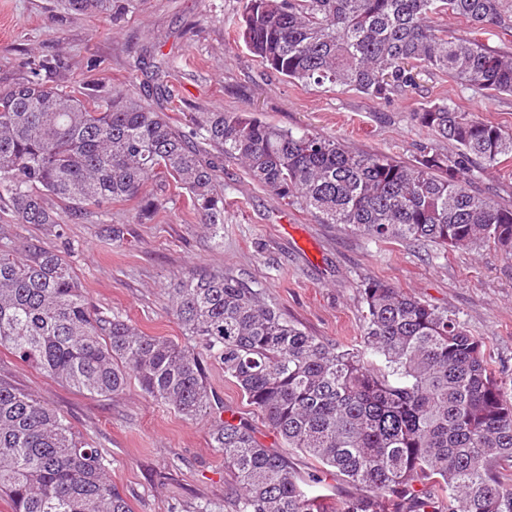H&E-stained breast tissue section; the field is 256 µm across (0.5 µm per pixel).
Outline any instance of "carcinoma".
<instances>
[{
  "label": "carcinoma",
  "mask_w": 512,
  "mask_h": 512,
  "mask_svg": "<svg viewBox=\"0 0 512 512\" xmlns=\"http://www.w3.org/2000/svg\"><path fill=\"white\" fill-rule=\"evenodd\" d=\"M110 6L66 0L76 13ZM447 12L477 30H512L504 0H243L238 35L263 66L304 85L385 100L412 87L420 68L512 94V53L439 30L434 16ZM72 68L46 57L0 88V196L19 224L63 223L47 195L74 217L135 200L141 221L164 207L142 195L145 184L170 179L217 237L224 195L213 150L320 224L444 252L512 254V205L471 188L476 174L512 159V131L446 100L414 117L453 150L423 145L409 162L245 112L206 113L198 145L130 91L64 90ZM360 295L361 346L344 348L309 335L247 282L190 270L168 298L191 348L92 310L60 252L0 249V348L91 396L133 378L191 421L220 411L204 362L220 364L284 447L312 463L304 477L248 422L216 420L210 440L234 475L233 512H512V393L483 341L383 280ZM328 474L360 494L328 505ZM0 496L12 512H131L99 449L1 378Z\"/></svg>",
  "instance_id": "cac0c4a2"
}]
</instances>
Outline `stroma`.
I'll return each instance as SVG.
<instances>
[{"mask_svg": "<svg viewBox=\"0 0 512 512\" xmlns=\"http://www.w3.org/2000/svg\"><path fill=\"white\" fill-rule=\"evenodd\" d=\"M242 7L243 0H112L110 12L90 15L67 10L63 0H0V84L18 77L27 62L60 55L75 64V83L105 93L135 90L164 107L183 131L208 112H247L407 162L431 141L414 118L429 101H452L512 131V95L469 89L441 73H422L415 88L387 100L288 81L237 41ZM159 80L163 98L155 91ZM218 167L223 239L211 238L184 190L152 181L146 193L166 205L141 224L131 219V201L106 203L61 224H18L2 199L0 248L61 251L97 311L188 346L194 340L173 319L165 293L188 270L239 277L310 335L347 348L361 343L359 288L381 279L447 310L485 342L497 370L512 380V255L493 246L445 254L429 245L378 242L284 205L236 163L222 160ZM114 224L122 227L117 240L109 232ZM0 378L38 396L100 450L132 512H197L203 505L229 512L230 477L223 453L211 445L209 420H184L134 384L107 398L75 391L2 349ZM206 382L224 418L257 424L258 439L280 450L220 365H207Z\"/></svg>", "mask_w": 512, "mask_h": 512, "instance_id": "stroma-1", "label": "stroma"}]
</instances>
